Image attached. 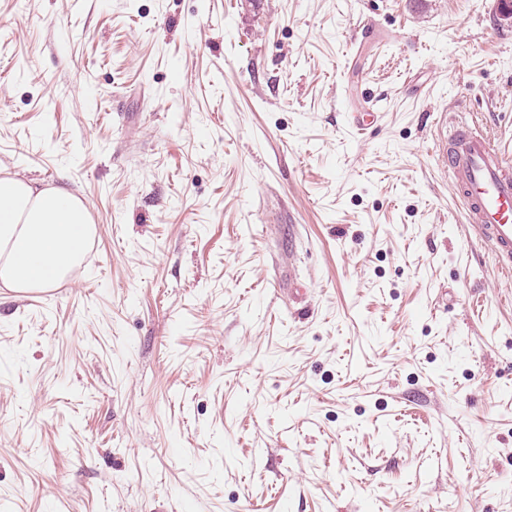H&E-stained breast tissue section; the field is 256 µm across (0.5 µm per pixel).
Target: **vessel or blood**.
I'll return each mask as SVG.
<instances>
[{"mask_svg":"<svg viewBox=\"0 0 512 512\" xmlns=\"http://www.w3.org/2000/svg\"><path fill=\"white\" fill-rule=\"evenodd\" d=\"M439 155L467 224L490 245L499 271L511 275L512 158L463 118L450 122Z\"/></svg>","mask_w":512,"mask_h":512,"instance_id":"1","label":"vessel or blood"}]
</instances>
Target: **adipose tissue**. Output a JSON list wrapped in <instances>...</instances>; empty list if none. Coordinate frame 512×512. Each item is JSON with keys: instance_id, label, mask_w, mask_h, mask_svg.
<instances>
[{"instance_id": "adipose-tissue-1", "label": "adipose tissue", "mask_w": 512, "mask_h": 512, "mask_svg": "<svg viewBox=\"0 0 512 512\" xmlns=\"http://www.w3.org/2000/svg\"><path fill=\"white\" fill-rule=\"evenodd\" d=\"M94 234L83 199L0 174V286L17 294L60 283L84 259Z\"/></svg>"}]
</instances>
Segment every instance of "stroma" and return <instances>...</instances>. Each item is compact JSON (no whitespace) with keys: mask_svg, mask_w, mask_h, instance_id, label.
<instances>
[{"mask_svg":"<svg viewBox=\"0 0 512 512\" xmlns=\"http://www.w3.org/2000/svg\"><path fill=\"white\" fill-rule=\"evenodd\" d=\"M496 9L0 0V167L96 226L0 288V512H512V279L436 149L512 154Z\"/></svg>","mask_w":512,"mask_h":512,"instance_id":"1","label":"stroma"}]
</instances>
